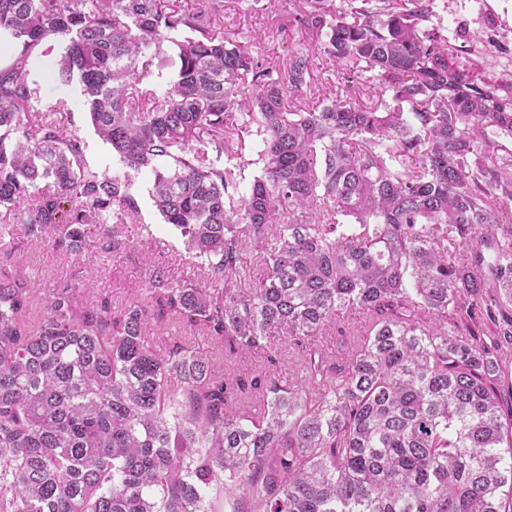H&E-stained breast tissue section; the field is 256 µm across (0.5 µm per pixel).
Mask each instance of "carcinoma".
<instances>
[{
  "instance_id": "cac0c4a2",
  "label": "carcinoma",
  "mask_w": 512,
  "mask_h": 512,
  "mask_svg": "<svg viewBox=\"0 0 512 512\" xmlns=\"http://www.w3.org/2000/svg\"><path fill=\"white\" fill-rule=\"evenodd\" d=\"M433 2L289 0L303 9L288 22L337 66L363 62L393 90L377 108L290 112L308 53L281 69L253 55L216 25L224 0H0V35L19 47L0 65V209L75 256L95 232L118 235L111 211H138L58 113L29 117V60L55 36V79L79 82L129 169L152 171L156 208L203 271L175 284L154 265L148 302L120 312L66 282L37 316L40 285L0 269V512H221L219 485L229 512H512L497 392L512 320L490 345L455 331L495 320L487 289L512 300V163L486 132L512 135V96L421 27ZM166 42L177 79L141 105ZM250 135L262 175L241 195ZM250 255L264 273L245 289ZM358 309L361 340L328 363L317 337ZM166 320L267 368L229 373L183 341L158 351L150 325ZM286 342L297 390L269 372Z\"/></svg>"
}]
</instances>
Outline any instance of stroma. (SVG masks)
Wrapping results in <instances>:
<instances>
[{"label":"stroma","mask_w":512,"mask_h":512,"mask_svg":"<svg viewBox=\"0 0 512 512\" xmlns=\"http://www.w3.org/2000/svg\"><path fill=\"white\" fill-rule=\"evenodd\" d=\"M241 10L237 0H224V26L239 31L242 45L253 54L282 65L289 49L310 48V67L315 94L291 95L288 108L305 112L332 98L353 97L367 107L390 102V93L374 73L358 65L336 68L323 50L311 49L304 28L284 26L288 15L286 0H249ZM425 30L447 38L457 63L473 67L483 80L512 92V0H435L431 14L423 23ZM64 50L62 43L51 41L29 60V85L34 112L53 111L57 101L68 104V128L84 144V162L92 171L111 178H130V192L139 210L122 238L112 240L91 235L83 252L71 256L53 250L50 243L19 238L12 253L0 252V268L38 282L50 292L57 280L72 271L82 274V290L87 298L108 294L113 305L144 300V281L149 263L166 265L173 282L199 280V272L187 258L183 239L177 229L166 224L157 211L151 188L153 175L144 170L129 173L110 144L95 131L83 104L79 84L58 85L55 62ZM369 317L357 311L341 318L338 327L327 330L318 344L329 361L342 363L343 338H356L367 326Z\"/></svg>","instance_id":"obj_1"}]
</instances>
